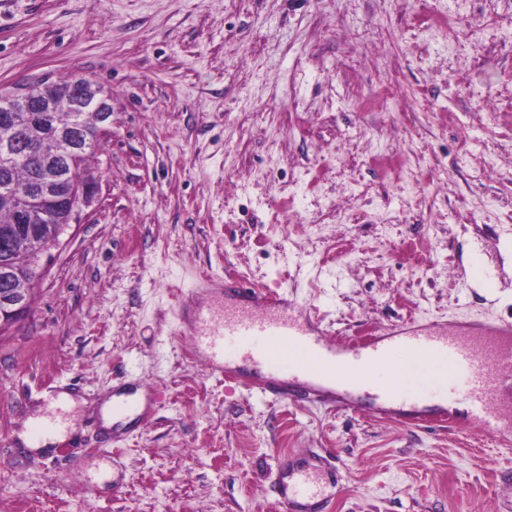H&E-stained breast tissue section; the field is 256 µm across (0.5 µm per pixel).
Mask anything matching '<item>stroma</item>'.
I'll list each match as a JSON object with an SVG mask.
<instances>
[{
	"label": "stroma",
	"mask_w": 512,
	"mask_h": 512,
	"mask_svg": "<svg viewBox=\"0 0 512 512\" xmlns=\"http://www.w3.org/2000/svg\"><path fill=\"white\" fill-rule=\"evenodd\" d=\"M72 73L111 89L112 132L0 331V512H281L304 460L325 512H512V445L467 416L273 399L212 373L179 307L218 274L340 347L511 321L512 0H0V91ZM140 390L148 419L105 436ZM55 414L72 439L27 448Z\"/></svg>",
	"instance_id": "obj_1"
}]
</instances>
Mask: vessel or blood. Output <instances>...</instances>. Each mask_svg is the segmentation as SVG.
I'll return each mask as SVG.
<instances>
[{
    "mask_svg": "<svg viewBox=\"0 0 512 512\" xmlns=\"http://www.w3.org/2000/svg\"><path fill=\"white\" fill-rule=\"evenodd\" d=\"M228 288L233 291L236 308L218 309L198 301L202 294L223 298ZM191 294L185 327L211 369L222 371L226 363L242 356L276 367L274 380L261 386L272 398L292 399L300 394L299 387L287 378V363L278 361L268 350L274 341L295 346L322 364L343 361L361 375L372 365L387 361L391 352L419 351L447 361L448 381L461 385L469 396L474 424L503 434L512 430L497 418L491 400L504 381V372L512 373V348H495L496 342L512 339V321L492 325L462 322L452 331L443 324L396 325L364 343L339 349L327 342L324 330L314 320L298 314L288 298L266 296L241 281L225 286L209 278L201 279ZM314 475V470L302 467L278 479L275 491L285 512H301L303 507L322 504Z\"/></svg>",
    "mask_w": 512,
    "mask_h": 512,
    "instance_id": "b4317fda",
    "label": "vessel or blood"
}]
</instances>
